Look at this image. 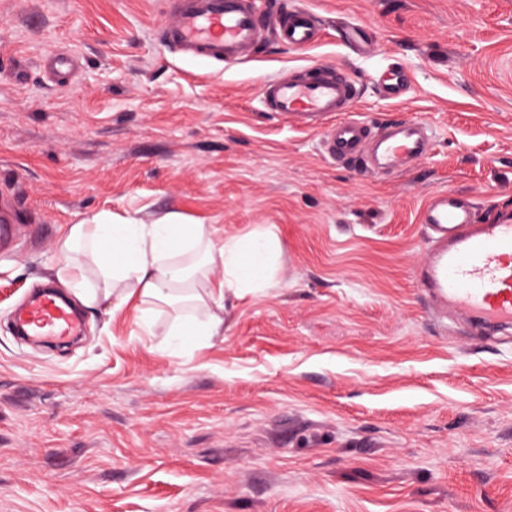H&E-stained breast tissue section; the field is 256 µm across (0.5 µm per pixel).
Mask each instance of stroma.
<instances>
[{
    "label": "stroma",
    "mask_w": 512,
    "mask_h": 512,
    "mask_svg": "<svg viewBox=\"0 0 512 512\" xmlns=\"http://www.w3.org/2000/svg\"><path fill=\"white\" fill-rule=\"evenodd\" d=\"M170 0H0V512H512V334L434 311L416 280L438 191L512 208V0H291L313 47L224 66L161 46ZM375 43L353 54L340 25ZM76 57L58 83L43 57ZM347 66L374 128L434 141L370 178L259 96L266 77ZM412 78L399 102L377 72ZM177 214L215 243L271 230L270 287L227 296L224 333L168 345L169 306L78 303L79 340L36 346L15 311L99 215Z\"/></svg>",
    "instance_id": "35a3bbf8"
}]
</instances>
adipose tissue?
I'll return each instance as SVG.
<instances>
[{
    "label": "adipose tissue",
    "mask_w": 512,
    "mask_h": 512,
    "mask_svg": "<svg viewBox=\"0 0 512 512\" xmlns=\"http://www.w3.org/2000/svg\"><path fill=\"white\" fill-rule=\"evenodd\" d=\"M83 246L105 279L106 296L113 309L138 301L142 315L154 307L182 304H213L206 321L182 317L173 334L179 342L197 336H219L224 332L220 313L226 293L240 296L268 287L279 242L272 231H254L214 243L204 224H178L164 218L155 224H112L105 220L72 225L61 250L70 283L80 289L84 275L74 261L76 246ZM224 271L222 281L209 279L213 269Z\"/></svg>",
    "instance_id": "obj_1"
}]
</instances>
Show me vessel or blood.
<instances>
[{"mask_svg":"<svg viewBox=\"0 0 512 512\" xmlns=\"http://www.w3.org/2000/svg\"><path fill=\"white\" fill-rule=\"evenodd\" d=\"M327 20L312 10L292 6L265 21L250 0H178L159 26L161 41L172 52L236 65L253 56L273 37L289 48H306L321 38ZM78 62L71 56L44 59V70L68 81ZM383 97L402 100L410 77L399 67L379 73ZM263 102L282 120L316 131L324 154L339 164L358 163L372 175L388 174L424 158L432 145L421 122L390 123L373 130L353 106L356 80L336 66L302 67L288 76H272L260 86ZM467 195L440 191L420 213L430 243V259L416 274L420 288L437 309L470 320L489 334L512 330V209L487 217ZM22 335L62 341L78 335L81 323L54 291L38 293L16 313Z\"/></svg>","mask_w":512,"mask_h":512,"instance_id":"obj_1","label":"vessel or blood"}]
</instances>
